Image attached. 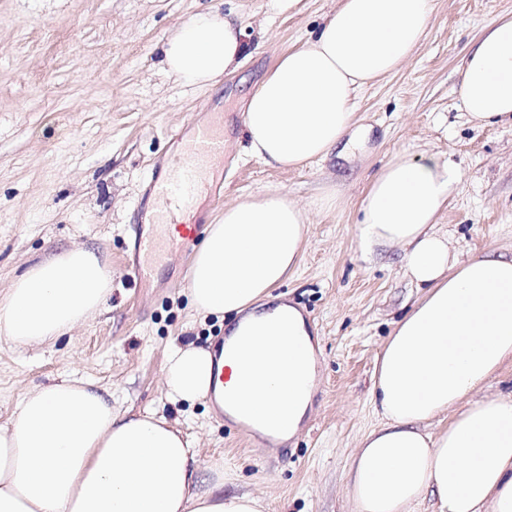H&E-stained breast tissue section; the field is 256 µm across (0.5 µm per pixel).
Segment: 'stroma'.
Here are the masks:
<instances>
[{
	"mask_svg": "<svg viewBox=\"0 0 512 512\" xmlns=\"http://www.w3.org/2000/svg\"><path fill=\"white\" fill-rule=\"evenodd\" d=\"M209 0H0V299L30 264L64 246L106 256V307L57 340L29 347L0 335V425L22 396L71 375L111 394L120 412L165 417L202 469L224 465V488L259 498L261 512H355L345 485L364 436L380 423L372 380L395 322L419 291L400 247L358 250L356 225L370 177L393 154L436 156L461 180L441 213L459 260L512 257V122L479 126L459 96L469 42L512 0H436L422 46L398 71L364 88L357 111L365 150L296 169L250 155L239 97L284 52L305 41L336 0H222L244 27L250 54L218 90L176 82L161 46ZM224 113V191L206 200V221L225 204L286 192L309 222L299 263L278 292L302 310L318 356L311 406L291 440L268 455L212 404L172 402L164 366L173 344L214 348L224 323L189 305L183 262L168 261L147 287L128 278L133 225L149 207V176L164 169L196 123ZM334 189L338 204L318 210Z\"/></svg>",
	"mask_w": 512,
	"mask_h": 512,
	"instance_id": "1",
	"label": "stroma"
}]
</instances>
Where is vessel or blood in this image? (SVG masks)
I'll use <instances>...</instances> for the list:
<instances>
[{
    "mask_svg": "<svg viewBox=\"0 0 512 512\" xmlns=\"http://www.w3.org/2000/svg\"><path fill=\"white\" fill-rule=\"evenodd\" d=\"M224 155V123L210 121L197 126L191 141L168 164L164 174L156 176L150 185L154 200V231L135 242L136 257L127 268L138 283L150 280L156 256L178 253L189 255L195 246L201 219L191 218L195 201L203 194L216 192L220 181L207 178L209 163ZM179 226L178 236H168L170 226Z\"/></svg>",
    "mask_w": 512,
    "mask_h": 512,
    "instance_id": "b4317fda",
    "label": "vessel or blood"
}]
</instances>
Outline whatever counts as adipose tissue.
Wrapping results in <instances>:
<instances>
[{
  "label": "adipose tissue",
  "instance_id": "ef3b65f1",
  "mask_svg": "<svg viewBox=\"0 0 512 512\" xmlns=\"http://www.w3.org/2000/svg\"><path fill=\"white\" fill-rule=\"evenodd\" d=\"M435 0H338L317 34L288 50L247 91L251 155L274 168L326 158L360 129L359 91L396 72L425 40ZM243 27L219 7L193 14L164 43L163 71L217 86L246 56ZM461 100L471 120H512V15L470 47ZM460 182L449 162L394 154L360 203L358 248L401 246L419 299L377 357L381 422L353 456L346 492L357 512H512V395L469 401L512 359V258L451 257L436 231ZM306 211L266 191L225 206L209 224L188 277L202 316L232 317L221 356L173 346L164 369L173 401H215L230 419L285 441L315 389V348L299 310L274 302L300 258ZM112 293L105 257L61 249L17 277L0 300V335L16 346L51 342L94 317ZM448 415L433 434L424 424ZM197 459L164 417L114 411L90 382L66 376L27 392L0 426V512H260L257 497L224 494L214 468L201 489Z\"/></svg>",
  "mask_w": 512,
  "mask_h": 512
}]
</instances>
